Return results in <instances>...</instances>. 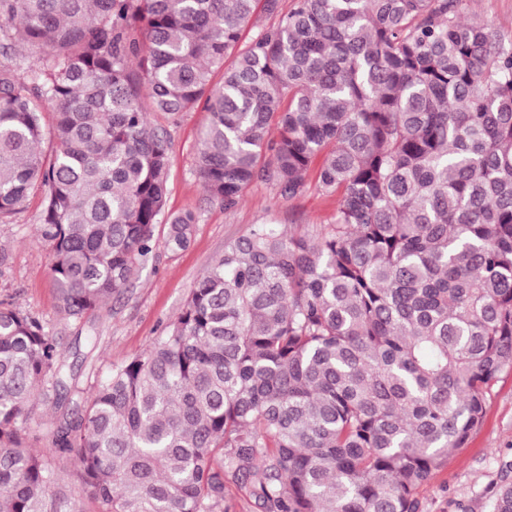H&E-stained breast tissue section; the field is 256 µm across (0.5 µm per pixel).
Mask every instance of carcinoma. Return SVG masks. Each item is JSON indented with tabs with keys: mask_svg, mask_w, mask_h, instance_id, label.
I'll list each match as a JSON object with an SVG mask.
<instances>
[{
	"mask_svg": "<svg viewBox=\"0 0 512 512\" xmlns=\"http://www.w3.org/2000/svg\"><path fill=\"white\" fill-rule=\"evenodd\" d=\"M185 112L210 200L296 197L318 159L333 223L228 243L56 456L101 512H216L230 482L259 512H421L512 369V40L469 0H0V218L40 197L63 316L123 293L160 217L190 244L195 213L165 214ZM65 367L0 308V512L74 495L27 444Z\"/></svg>",
	"mask_w": 512,
	"mask_h": 512,
	"instance_id": "1",
	"label": "carcinoma"
}]
</instances>
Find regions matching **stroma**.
<instances>
[{
	"instance_id": "1",
	"label": "stroma",
	"mask_w": 512,
	"mask_h": 512,
	"mask_svg": "<svg viewBox=\"0 0 512 512\" xmlns=\"http://www.w3.org/2000/svg\"><path fill=\"white\" fill-rule=\"evenodd\" d=\"M204 113L188 112L172 127L173 165L166 210L197 216L189 247L170 253L157 247L150 262L121 296L81 320L57 309L48 251L36 234L39 196H30L18 213L0 220V308L22 310L47 324L57 336L69 367L62 403L41 399L29 444L45 453L63 410L89 398L113 367L146 350L180 312L196 281L230 241L255 224H276L304 232L328 224L336 206L317 186L286 199L262 184L227 210L210 202L194 175L198 130ZM486 415L464 448L417 496L422 512H491L492 496L504 474L512 475V370L499 375L485 394Z\"/></svg>"
}]
</instances>
